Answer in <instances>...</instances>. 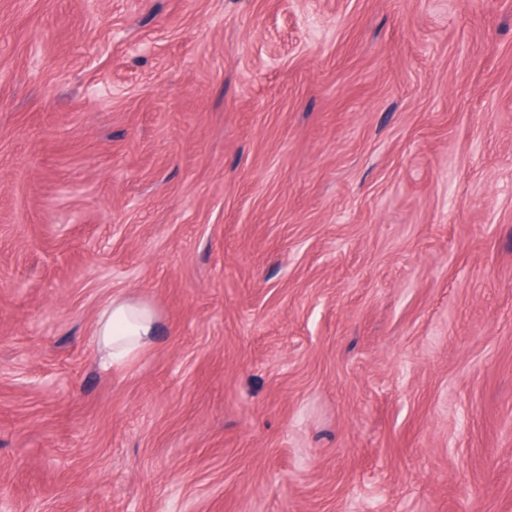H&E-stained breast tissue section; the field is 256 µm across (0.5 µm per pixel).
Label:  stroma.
<instances>
[{
    "label": "stroma",
    "instance_id": "stroma-1",
    "mask_svg": "<svg viewBox=\"0 0 512 512\" xmlns=\"http://www.w3.org/2000/svg\"><path fill=\"white\" fill-rule=\"evenodd\" d=\"M510 180L512 0H0V512H512ZM158 319L142 301L115 296L101 309L96 334L105 364H122L135 358L156 336Z\"/></svg>",
    "mask_w": 512,
    "mask_h": 512
}]
</instances>
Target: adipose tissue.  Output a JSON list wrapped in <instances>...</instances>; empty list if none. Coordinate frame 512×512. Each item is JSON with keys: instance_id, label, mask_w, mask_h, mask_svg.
<instances>
[{"instance_id": "ef3b65f1", "label": "adipose tissue", "mask_w": 512, "mask_h": 512, "mask_svg": "<svg viewBox=\"0 0 512 512\" xmlns=\"http://www.w3.org/2000/svg\"><path fill=\"white\" fill-rule=\"evenodd\" d=\"M157 325L149 304L121 295L112 297L96 322L103 363L122 364L135 358L152 342Z\"/></svg>"}]
</instances>
